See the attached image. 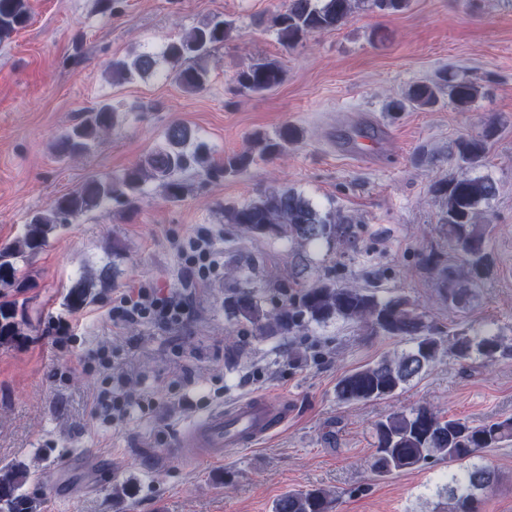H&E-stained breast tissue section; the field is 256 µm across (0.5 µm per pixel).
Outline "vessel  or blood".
Wrapping results in <instances>:
<instances>
[{
  "mask_svg": "<svg viewBox=\"0 0 512 512\" xmlns=\"http://www.w3.org/2000/svg\"><path fill=\"white\" fill-rule=\"evenodd\" d=\"M287 422V399L257 395L209 415L189 429L182 441L200 449L205 456L220 460L240 446L270 439Z\"/></svg>",
  "mask_w": 512,
  "mask_h": 512,
  "instance_id": "b4317fda",
  "label": "vessel or blood"
}]
</instances>
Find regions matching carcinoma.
Masks as SVG:
<instances>
[{
  "mask_svg": "<svg viewBox=\"0 0 512 512\" xmlns=\"http://www.w3.org/2000/svg\"><path fill=\"white\" fill-rule=\"evenodd\" d=\"M357 0H287L270 19V27L280 43L293 48L311 33L335 30L351 17ZM31 18L29 0H0V41L27 26ZM233 22L215 15L164 43L161 50L144 51L132 58L112 60V82L119 84L156 72L158 59L170 68L166 77L187 92L204 90L209 80L214 52L231 38ZM282 66L257 59L236 77L241 93H264L281 84ZM482 92L479 81L459 75L456 70L441 72L432 81L416 82L392 98L386 111L398 115L414 109H432L443 97L465 111ZM119 123L114 105L102 102L86 109L78 123L59 135L53 151L60 160L90 153ZM497 127L488 124L477 137H461L454 145L459 172L450 179L432 184L431 192L442 203L438 223L448 242V251L457 253L462 268L445 263L443 254L431 252L427 265L435 272L445 292L448 306L464 309L491 272L489 240L492 229L479 223L480 207L498 195V186L488 176L474 171L485 163L488 141ZM301 137L290 124L274 134L256 133L250 148L211 161L207 142L189 126L170 125L164 143L141 162L116 175L88 177L78 188L53 200L48 208L33 213L21 234L0 247V344L22 335L17 321L19 301L10 291L18 287L17 261L37 253L58 226L112 205L132 207L151 181H159L166 199L178 201L184 195L185 176L200 172L214 177L236 176L256 160L275 158ZM224 223L253 235L274 237L292 247L329 244L354 237L351 216L334 208L321 209L303 193L288 187H272L257 198L224 207ZM234 286L224 292V316L245 324L257 336H292L313 325L331 321L353 322L372 334L405 339L410 348L367 364L340 378L336 397L343 403L384 399L401 392L414 378L431 369L439 355L448 351L458 360L473 357L493 360L512 352V343L499 333L473 324H461L448 332L428 322L418 307L402 295L385 296L378 285L357 287L327 280L290 291L273 312L263 308L259 290L252 285L249 270L227 267ZM113 278V267L104 265L81 272L66 294V305L80 309L95 298L97 285ZM375 453L370 468L380 476L446 463L455 467L448 474L447 512H469L479 503V494L497 480L496 472L480 462L485 448H499L512 441V417L475 423L454 416H442L428 406L387 415L374 424ZM29 473L19 465L0 469V512H32L33 505L21 488ZM337 495L321 487L290 490L277 499L274 512H332Z\"/></svg>",
  "mask_w": 512,
  "mask_h": 512,
  "instance_id": "obj_1",
  "label": "carcinoma"
}]
</instances>
